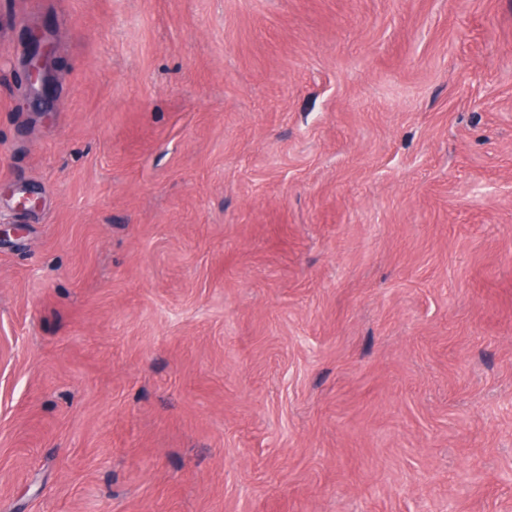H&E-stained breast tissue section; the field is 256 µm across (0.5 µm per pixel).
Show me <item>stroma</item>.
I'll use <instances>...</instances> for the list:
<instances>
[{"label":"stroma","instance_id":"obj_1","mask_svg":"<svg viewBox=\"0 0 512 512\" xmlns=\"http://www.w3.org/2000/svg\"><path fill=\"white\" fill-rule=\"evenodd\" d=\"M0 512H512V0H0ZM31 41L35 45V52H34L35 54L34 55H37L40 51L38 59L36 60L35 64L31 68V73H30L31 81H32V84L40 82L42 85H44L46 82V77H47V72H46L47 64H48V60L51 55L50 49H49V44H42L43 38H42V35L38 32H34L31 35Z\"/></svg>","mask_w":512,"mask_h":512}]
</instances>
